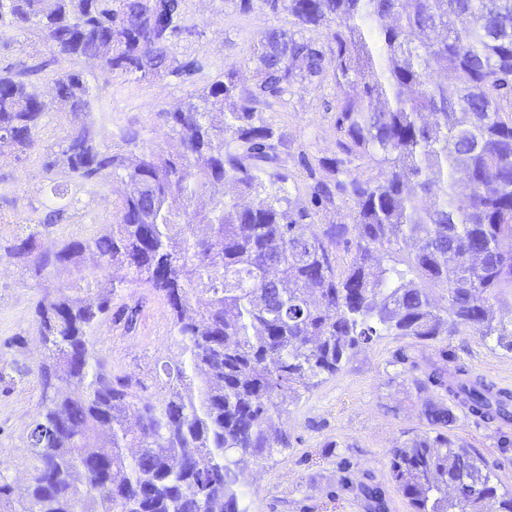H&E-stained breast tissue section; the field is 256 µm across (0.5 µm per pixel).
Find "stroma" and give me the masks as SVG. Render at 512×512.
Instances as JSON below:
<instances>
[{"label": "stroma", "instance_id": "stroma-1", "mask_svg": "<svg viewBox=\"0 0 512 512\" xmlns=\"http://www.w3.org/2000/svg\"><path fill=\"white\" fill-rule=\"evenodd\" d=\"M187 23L194 32L177 40L178 58L198 60L204 66L193 82L168 76L141 79L134 75L98 80L96 111L105 144L119 142L126 129L140 133L145 147H166L161 113L173 111L195 88H201L236 69L242 83H252L255 65L251 49L259 35L272 27H289L284 11H271L262 0L243 12L233 0H187ZM45 62L32 75L42 92H50L57 66L90 71L84 61L69 62L32 27L0 41V66ZM336 104L334 85L295 83L264 119L287 134L288 182L292 201L309 199L304 162L331 156L336 130L331 121ZM65 117L48 105L37 146L19 156H0V367L34 363L41 347L36 333L34 300L37 294L19 262L5 250L20 225L43 218L47 208L63 207L68 218L44 231L42 245L67 237L86 238L112 220V197L106 190L68 181L63 196L44 170L47 149L63 136ZM138 309L133 329L122 321L106 320L96 341L113 368L132 375L156 395L160 362L179 353L169 309L149 288H122L113 308ZM407 352L418 362L448 358L452 365L479 374L497 386L512 390V353L495 348L479 336H447L440 342L412 345L410 339L386 336L358 350L343 369L290 404L275 424L286 431L291 446L282 454L251 465L242 488L251 512H370L364 499L341 490L339 478L353 483L381 485L387 512H407L406 504L389 478L388 452L394 446L429 432L419 415L414 388L399 378L396 358ZM39 391L34 381H0V460L9 467L16 486L26 477L25 435L37 410ZM456 438L483 457L493 472L512 488V424L498 427L475 419L462 421Z\"/></svg>", "mask_w": 512, "mask_h": 512}]
</instances>
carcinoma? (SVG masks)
<instances>
[{
    "mask_svg": "<svg viewBox=\"0 0 512 512\" xmlns=\"http://www.w3.org/2000/svg\"><path fill=\"white\" fill-rule=\"evenodd\" d=\"M183 2L0 0V39L36 25L104 74L190 76L202 66L176 54ZM262 2L292 27L253 44L250 85L227 71L161 113L177 152L139 147L132 129L102 144L88 78L56 73L66 128L44 169L108 186L113 223L42 249L65 213L50 207L6 248L38 288L43 352L16 368L39 402L26 494L0 466V512H249L241 475L290 447L273 414L355 350L478 335L512 352V0ZM42 68L0 72V153L36 144L45 105L25 77ZM298 81L337 90L336 147L318 160L331 179L305 164L306 205L285 186L286 132L256 112ZM338 200L351 223L314 222ZM141 286L183 340L158 397L92 341L117 289ZM396 362L417 392L437 391L420 408L433 434L390 450L408 512H512V489L450 439L470 417L511 421L512 391L446 362ZM357 491L387 512L380 486Z\"/></svg>",
    "mask_w": 512,
    "mask_h": 512,
    "instance_id": "cac0c4a2",
    "label": "carcinoma"
}]
</instances>
